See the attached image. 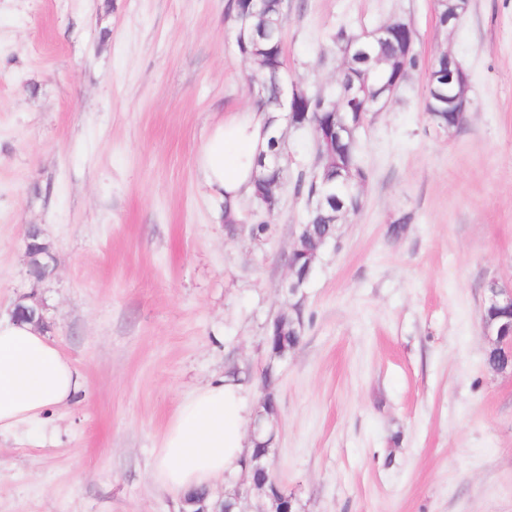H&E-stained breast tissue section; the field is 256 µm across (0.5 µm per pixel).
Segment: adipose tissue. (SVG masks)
<instances>
[{
	"label": "adipose tissue",
	"instance_id": "1",
	"mask_svg": "<svg viewBox=\"0 0 512 512\" xmlns=\"http://www.w3.org/2000/svg\"><path fill=\"white\" fill-rule=\"evenodd\" d=\"M270 134L268 115L250 112L217 128L197 166L216 192L236 200L249 189L253 160ZM78 370L34 323L0 314V433L45 437L53 411L81 391ZM253 418L242 387L216 376L184 399L170 420L151 472L153 482L183 497L235 475Z\"/></svg>",
	"mask_w": 512,
	"mask_h": 512
}]
</instances>
